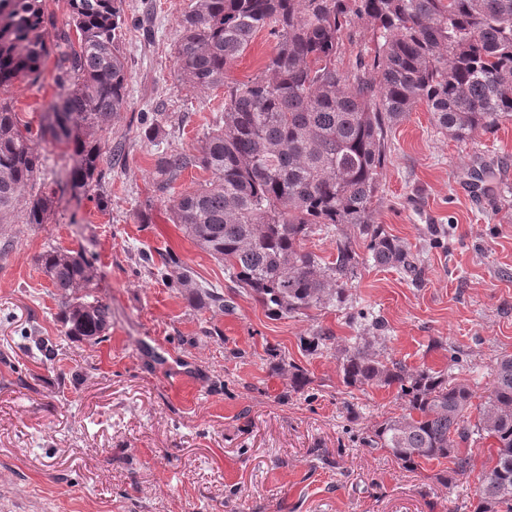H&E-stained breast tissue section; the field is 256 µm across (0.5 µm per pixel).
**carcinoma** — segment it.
<instances>
[{"label":"carcinoma","mask_w":512,"mask_h":512,"mask_svg":"<svg viewBox=\"0 0 512 512\" xmlns=\"http://www.w3.org/2000/svg\"><path fill=\"white\" fill-rule=\"evenodd\" d=\"M122 15L123 0H67L59 25L47 0H0V224L14 223L19 212L25 224L50 223L57 191L67 188L107 206L103 183L121 148L108 146L105 134L129 105ZM355 23L370 28L374 47L346 68L339 58ZM262 29L275 46L259 75L227 87L224 124L192 153H156L155 188L168 197L172 222L223 261L232 281L272 317L333 303L360 264L347 235L336 238L329 263L307 250L319 225H352L367 258L419 281L418 255L372 223L388 129L420 104L459 141L512 120V0H192L175 47L177 76L196 91L223 85ZM51 58L56 92L34 127L8 92L16 82L44 80ZM48 139L71 147L74 165L40 185L39 143ZM192 168L211 179L172 194ZM36 260L61 292L66 335L103 341L112 307L91 297L89 261L58 247ZM143 261L174 288L199 287L172 254L156 270ZM334 340L319 329L303 350L329 349ZM341 370L348 387L397 389L404 413L368 429L362 443L408 472L446 461L436 479L453 485L474 468L461 445L494 438L493 465L483 472L473 512H512V356L495 360L493 390L479 403L466 381L386 361L361 336L344 349ZM287 372L291 391L308 384L298 364L288 363Z\"/></svg>","instance_id":"cac0c4a2"}]
</instances>
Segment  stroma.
<instances>
[{
    "label": "stroma",
    "instance_id": "stroma-1",
    "mask_svg": "<svg viewBox=\"0 0 512 512\" xmlns=\"http://www.w3.org/2000/svg\"><path fill=\"white\" fill-rule=\"evenodd\" d=\"M189 3L123 0L129 106L112 121L123 158L107 208L68 192L51 223L0 224V512H471L494 439L472 445L476 466L458 485H441L436 464L401 470L358 441L401 400L346 387L341 352L373 335L381 358L490 393L496 358L512 354V120L463 142L423 105L395 124L373 220L420 255L422 284L366 261L344 303L269 318L155 191L144 128L159 124L164 146L190 151L224 120L223 88L177 76ZM274 45L258 31L228 81L258 75ZM49 246L94 266V293L112 305L102 343L66 336L36 263ZM170 252L223 293L224 310L144 272L140 255L158 265ZM319 329L334 349L306 354L301 338ZM36 339L50 359H34ZM288 362L306 370L305 391L289 392Z\"/></svg>",
    "mask_w": 512,
    "mask_h": 512
}]
</instances>
